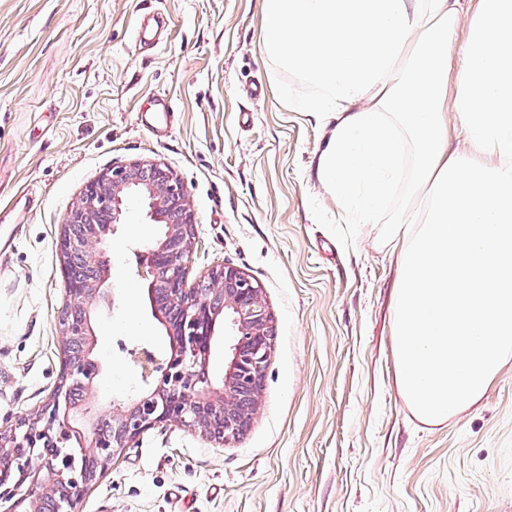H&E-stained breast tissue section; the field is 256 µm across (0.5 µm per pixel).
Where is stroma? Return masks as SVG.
I'll return each mask as SVG.
<instances>
[{
  "mask_svg": "<svg viewBox=\"0 0 512 512\" xmlns=\"http://www.w3.org/2000/svg\"><path fill=\"white\" fill-rule=\"evenodd\" d=\"M155 15L164 28L139 44ZM262 28L259 0H0V213L38 194L22 223H0V425L35 415L57 381L72 204L107 170L160 163L190 194L191 276L227 264L257 281L273 351L244 435L156 427L83 512H512V357L476 406L436 425L413 414L391 336L402 256L385 241L408 186L370 224L337 207L315 174L336 118L294 109L311 89L260 54ZM146 212L131 202L105 248L100 411L140 387L137 348L168 347L137 274Z\"/></svg>",
  "mask_w": 512,
  "mask_h": 512,
  "instance_id": "1",
  "label": "stroma"
}]
</instances>
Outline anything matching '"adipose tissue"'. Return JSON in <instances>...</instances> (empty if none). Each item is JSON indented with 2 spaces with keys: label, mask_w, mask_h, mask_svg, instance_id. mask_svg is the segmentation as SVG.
<instances>
[{
  "label": "adipose tissue",
  "mask_w": 512,
  "mask_h": 512,
  "mask_svg": "<svg viewBox=\"0 0 512 512\" xmlns=\"http://www.w3.org/2000/svg\"><path fill=\"white\" fill-rule=\"evenodd\" d=\"M260 50L338 123L316 176L394 215L396 382L431 424L480 402L512 353V0H261Z\"/></svg>",
  "instance_id": "obj_1"
}]
</instances>
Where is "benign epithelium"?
Wrapping results in <instances>:
<instances>
[{
    "instance_id": "obj_1",
    "label": "benign epithelium",
    "mask_w": 512,
    "mask_h": 512,
    "mask_svg": "<svg viewBox=\"0 0 512 512\" xmlns=\"http://www.w3.org/2000/svg\"><path fill=\"white\" fill-rule=\"evenodd\" d=\"M148 207V225L160 232L137 256V273L150 296L169 308L154 312L169 339L165 354L134 352L143 389L112 402L90 423L99 364L88 347L92 312L109 298L101 246L125 223L128 203ZM194 216L185 185L165 165L112 169L86 185L58 240L65 283L57 314L61 366L49 398L35 417L0 427V512H82L88 489L141 435L178 425L219 443L243 435L259 406L258 394L273 349V316L262 287L243 270L217 265L194 280L189 267ZM229 319L233 343L224 377L215 383L207 361L218 322Z\"/></svg>"
}]
</instances>
